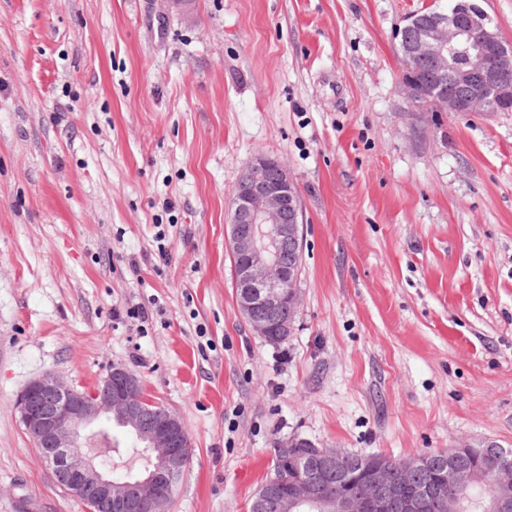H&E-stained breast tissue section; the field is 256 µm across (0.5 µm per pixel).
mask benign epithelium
<instances>
[{
    "label": "benign epithelium",
    "instance_id": "7a95c632",
    "mask_svg": "<svg viewBox=\"0 0 512 512\" xmlns=\"http://www.w3.org/2000/svg\"><path fill=\"white\" fill-rule=\"evenodd\" d=\"M400 84L412 103L435 112L512 110V44L507 46L473 0L427 7L396 32ZM226 239L237 305L260 337L289 336L300 303L304 218L296 183L278 158L259 154L231 191ZM19 421L56 484L84 512H166L190 457L180 417L149 395L141 380L113 363L90 390L53 373L31 380L19 395ZM134 434L151 457L140 478L115 481L90 442L111 437L110 425ZM350 452L320 448L294 436L277 449L296 470L288 492L270 476L254 502L265 512H512V451L489 443L455 445L448 458L413 456L399 464L361 458L342 477ZM336 492L326 487L334 478Z\"/></svg>",
    "mask_w": 512,
    "mask_h": 512
}]
</instances>
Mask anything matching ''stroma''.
I'll return each instance as SVG.
<instances>
[{
    "instance_id": "obj_1",
    "label": "stroma",
    "mask_w": 512,
    "mask_h": 512,
    "mask_svg": "<svg viewBox=\"0 0 512 512\" xmlns=\"http://www.w3.org/2000/svg\"><path fill=\"white\" fill-rule=\"evenodd\" d=\"M428 4L0 0V512H83L17 399L113 362L190 437L169 512H249L293 436L512 448V112L406 99L395 32ZM261 153L305 222L279 346L224 240Z\"/></svg>"
}]
</instances>
